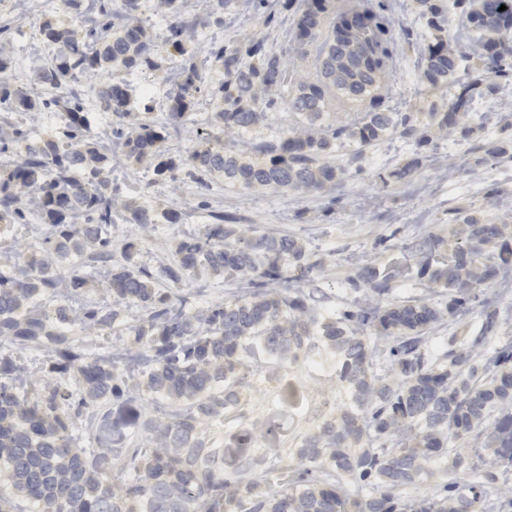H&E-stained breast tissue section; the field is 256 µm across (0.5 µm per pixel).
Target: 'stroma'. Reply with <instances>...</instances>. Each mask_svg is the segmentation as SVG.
Instances as JSON below:
<instances>
[{
	"instance_id": "obj_1",
	"label": "stroma",
	"mask_w": 512,
	"mask_h": 512,
	"mask_svg": "<svg viewBox=\"0 0 512 512\" xmlns=\"http://www.w3.org/2000/svg\"><path fill=\"white\" fill-rule=\"evenodd\" d=\"M239 2L241 11L226 13L224 25L219 28L208 16L206 0H187L188 13L200 21L192 37L197 52H204L214 38L237 46L260 39L283 54L291 77L314 75V57L299 58L294 50V18L290 12L279 11L271 26L262 27L255 18L254 0ZM384 3L395 22L394 61L380 79L388 111L415 113L447 108L459 85L470 80L478 59L459 60L456 84L430 88L422 77L423 46L432 34L427 19L415 11L413 0ZM59 8L58 0H28V19L16 32L10 48L15 59L10 79L15 85L25 84L24 67L29 60L45 53L38 34L40 17ZM140 18L156 45L160 66L144 75L129 76L136 101L143 96L142 82L166 91L177 65L174 51L166 44V22L158 0H145ZM506 100H512V83L501 84L492 95L476 89L466 118L467 134L445 135L433 129L429 132L431 141L425 146L394 134L366 150L355 164H349L346 178L318 193L256 191L245 196L218 177L209 192L208 206L202 209L197 205L196 188L187 177H180L174 184L162 181L145 165L114 156L112 177L123 185L128 196L158 213L178 211L181 219L175 224H156L143 234L135 225L119 219L112 226V238L120 241L138 236L140 259L150 264L171 256L183 232L207 223L209 209H221L236 214L241 224L252 226L257 233L287 234L304 244L315 263L310 279L324 315L357 309L367 296L349 288V278L365 265L380 268L394 258L415 265L417 241L447 235L458 209H468L490 224L512 225V120L501 108ZM406 162L414 163V173L408 180H397L393 172L398 164ZM486 307L497 313L500 340L512 337V276L476 291L467 308L444 318L431 334V352L440 355L448 351L452 337L479 335ZM282 378L293 379L303 387L307 404L303 414L292 422L288 437L278 441L271 454L278 474L291 467L288 450L301 434L350 403L335 377L314 383L305 361L279 368L264 358H254L241 374V405L249 418L237 425L239 436L249 447H258L272 427V404ZM483 468L475 458L468 469L457 471L449 470L447 463L436 462L409 492L429 497L454 482L464 495L475 481V472Z\"/></svg>"
}]
</instances>
